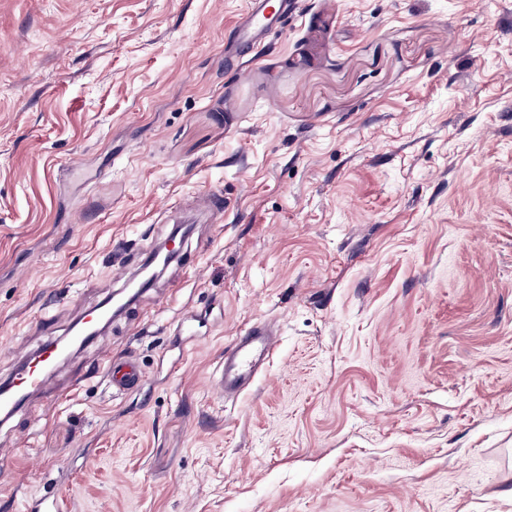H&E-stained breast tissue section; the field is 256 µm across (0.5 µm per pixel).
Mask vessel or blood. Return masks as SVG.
Instances as JSON below:
<instances>
[{
	"mask_svg": "<svg viewBox=\"0 0 512 512\" xmlns=\"http://www.w3.org/2000/svg\"><path fill=\"white\" fill-rule=\"evenodd\" d=\"M300 0H251L250 8L235 36L244 50L263 46L266 39L280 31L288 18L299 13ZM277 346L273 327L263 319L255 320L244 335L235 337L224 350L223 361L215 368L212 382L228 399L249 391L271 362ZM61 344L53 342L35 356L17 362L12 376L0 383V422L11 419L23 408L24 397L46 388L52 368L63 357ZM108 382L116 393L137 387L141 371L129 360L105 358ZM72 500L54 491L37 495L26 502L25 512H71Z\"/></svg>",
	"mask_w": 512,
	"mask_h": 512,
	"instance_id": "1",
	"label": "vessel or blood"
}]
</instances>
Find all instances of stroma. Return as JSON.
Returning <instances> with one entry per match:
<instances>
[{
    "label": "stroma",
    "mask_w": 512,
    "mask_h": 512,
    "mask_svg": "<svg viewBox=\"0 0 512 512\" xmlns=\"http://www.w3.org/2000/svg\"><path fill=\"white\" fill-rule=\"evenodd\" d=\"M323 2L241 68L249 0H0V381L224 194L0 426V512H512V0ZM276 346L275 330L263 319H256L243 336H235L212 374L213 385L224 400L238 399L253 387L271 362ZM112 392L123 393L137 387L142 379V372L129 360L107 356L103 362ZM26 512H68L72 510V499L55 491H46L26 502Z\"/></svg>",
    "instance_id": "35a3bbf8"
}]
</instances>
